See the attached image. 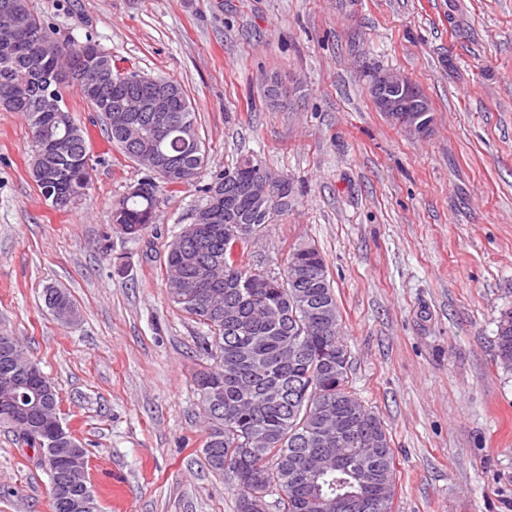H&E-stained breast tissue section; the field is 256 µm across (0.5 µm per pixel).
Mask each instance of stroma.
Instances as JSON below:
<instances>
[{"label":"stroma","instance_id":"1","mask_svg":"<svg viewBox=\"0 0 512 512\" xmlns=\"http://www.w3.org/2000/svg\"><path fill=\"white\" fill-rule=\"evenodd\" d=\"M60 40L182 85L208 165L136 240L110 210L140 165L78 93L91 187L53 207L29 171L23 116L0 110V332L53 382L87 450L100 512H237L232 472L204 464L194 377L205 330L169 300L168 243L200 184L243 158L287 176L288 212L248 250L282 273L312 243L341 313L349 388L394 452L393 512H512V0H28ZM403 73L435 115L421 138L379 112L372 73ZM289 97L270 107L265 81ZM80 318L58 322L43 290ZM0 512H51L50 481L0 424ZM45 304L47 308L52 312L53 309L59 307L69 311L75 320L79 318V310L75 302L71 299L70 295L64 291L55 288H46L45 290ZM497 352L500 364L512 369V307L501 310L497 320Z\"/></svg>","mask_w":512,"mask_h":512}]
</instances>
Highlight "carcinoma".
Returning a JSON list of instances; mask_svg holds the SVG:
<instances>
[{
  "instance_id": "carcinoma-1",
  "label": "carcinoma",
  "mask_w": 512,
  "mask_h": 512,
  "mask_svg": "<svg viewBox=\"0 0 512 512\" xmlns=\"http://www.w3.org/2000/svg\"><path fill=\"white\" fill-rule=\"evenodd\" d=\"M33 31L40 61L26 53L0 54V108L20 112L31 132L30 168L37 166L47 176L59 180V190L72 197L75 204L83 199L91 183L90 156L85 131L74 119L66 104L71 88L98 112L105 122V134L112 145L126 157L133 158L129 148L112 125V108L127 93L146 100L154 92L152 83L127 87L107 84L97 87L84 79L55 81L58 71H76L93 65L103 49L96 43L66 44L58 40L53 28L42 23L30 10L28 0H13ZM160 81L177 89L179 98L169 113L170 125L153 139L154 148L184 161L189 168L183 179L164 180L146 174L147 190L124 195L112 204L111 223L127 238L136 239L155 223L164 197L192 184L207 165L203 141L195 143L178 138L179 124L189 121L197 125L196 110L183 87L174 80ZM18 84L26 86V95L15 105L5 98ZM61 109L69 122H60L54 131L66 138L67 145L53 155L41 156L36 141L38 128L45 126L52 113ZM261 166L246 158L233 169L211 177L200 191L203 201L224 185L228 176L245 179ZM291 199L274 202L267 215H255L251 204L241 199L239 224H216L206 241L198 245L189 235L190 225L168 245L166 256V288L169 300L207 328L200 350L214 360V365L199 372L195 384L201 396L210 425L202 453L210 469L222 473L229 469L241 484L238 512H246L245 498L252 493L267 496L283 493L285 512H349L340 501L350 491L344 477L334 480L318 494L310 485L309 466L328 456L348 463L362 461L372 481L360 493L381 498L374 512H392L395 492L394 454L386 430L379 417L368 409L348 387V357L341 340V315L335 289L328 278L326 261L313 245L297 248L289 259L292 264L320 267L323 284L297 288L289 273L280 276L249 267L245 252L231 256L226 251V234L235 230L255 238L275 217L288 210ZM220 264V280L212 287L221 293L204 304L176 300L177 281L193 275L197 266ZM233 302L237 315L233 322L224 320V304ZM48 309L56 307L79 318V310L64 291L45 290ZM497 350L500 364L512 369V307L501 310L497 320ZM340 403L348 429L355 438L345 437L329 448L321 446L323 436L336 432L319 413L323 403ZM80 444L58 440L43 447L38 465L50 476V493L68 487L74 495L94 496L88 479L64 469V457ZM266 468L268 484L255 488L250 481L252 467Z\"/></svg>"
}]
</instances>
